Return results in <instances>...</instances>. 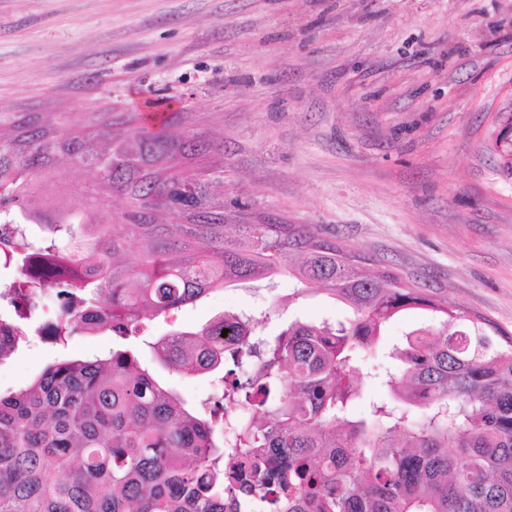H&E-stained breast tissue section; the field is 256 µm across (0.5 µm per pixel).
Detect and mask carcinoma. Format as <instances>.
<instances>
[{"mask_svg": "<svg viewBox=\"0 0 512 512\" xmlns=\"http://www.w3.org/2000/svg\"><path fill=\"white\" fill-rule=\"evenodd\" d=\"M133 118V140L116 133L96 154L40 130L0 136V216L58 237L37 262L11 255L17 317L65 278L54 340L112 334L108 352L57 360L0 393V512H247L255 499L268 512H512V337L304 225L228 234L236 216L213 210L202 179L178 168L193 134ZM62 161L93 165L101 189L126 196L122 225L49 223L33 209L41 169ZM183 183L193 191L169 210L178 223H153V199ZM283 274L292 298L324 294L352 317L296 319L254 342L259 319L226 312L147 343L167 371L223 384L199 408L143 365L132 338L145 321ZM415 309L437 324L406 335L385 380L391 401H371L357 355ZM26 337L0 316V361ZM356 404L368 410L351 420Z\"/></svg>", "mask_w": 512, "mask_h": 512, "instance_id": "carcinoma-1", "label": "carcinoma"}]
</instances>
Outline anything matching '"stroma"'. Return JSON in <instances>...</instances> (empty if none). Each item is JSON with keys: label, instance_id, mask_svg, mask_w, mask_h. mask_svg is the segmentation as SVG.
I'll return each instance as SVG.
<instances>
[{"label": "stroma", "instance_id": "1", "mask_svg": "<svg viewBox=\"0 0 512 512\" xmlns=\"http://www.w3.org/2000/svg\"><path fill=\"white\" fill-rule=\"evenodd\" d=\"M144 96L171 132L196 134L184 164L205 173L213 206L312 226L512 334V174L494 151L512 106V0H0V134L38 127L95 152L107 133L134 138ZM97 183L54 164L36 201L79 208ZM292 287L216 291L176 323L266 310L273 335L296 317H348L322 295L289 302ZM431 322L392 320L364 370L383 372L386 346ZM111 346L22 341L0 391Z\"/></svg>", "mask_w": 512, "mask_h": 512}]
</instances>
